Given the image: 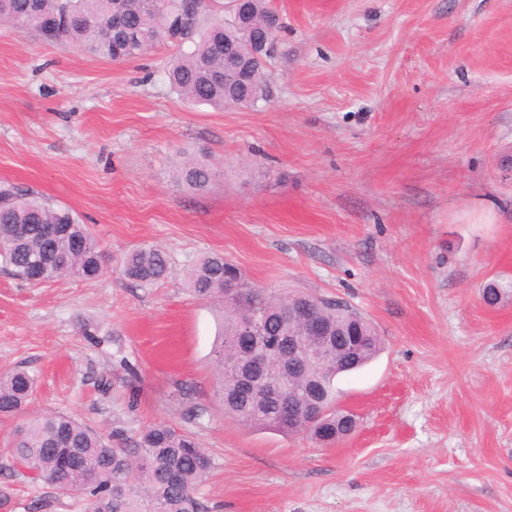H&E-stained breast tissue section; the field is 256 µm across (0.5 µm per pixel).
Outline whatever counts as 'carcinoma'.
I'll return each mask as SVG.
<instances>
[{"label": "carcinoma", "mask_w": 512, "mask_h": 512, "mask_svg": "<svg viewBox=\"0 0 512 512\" xmlns=\"http://www.w3.org/2000/svg\"><path fill=\"white\" fill-rule=\"evenodd\" d=\"M214 0H0V20L18 31L44 36L54 32L55 43L80 46L110 61L140 56L164 35L178 46L188 45L172 63L173 89L191 102L222 110L249 108L265 97V64L255 65L254 84L224 88V46L242 47L252 40H275L282 28L269 0H252L251 23L237 19H210ZM216 171L187 159L177 168V181L203 192ZM49 224H63L67 233L56 244L47 238ZM11 245L7 264L19 274L49 253L56 261L49 269L53 281L62 278L93 280L105 270L104 251L87 225L71 209L55 206L35 193L7 186L0 188V243ZM123 276L140 284H154L168 272L164 251L149 247L129 251L120 262ZM189 287L204 301L222 305V331L213 351L218 396L225 416L250 428L285 434L307 433L326 444L347 432L336 417L335 378L370 362L382 343L372 323L341 298L319 303L322 322L339 337L341 351L331 350L323 365H311L298 375L279 371L282 351L274 350L269 363L286 399L253 401L242 395L240 371L245 366L251 339L243 335L239 311L267 317L268 335H299L302 327L288 322L279 310L312 299L309 294L275 297L260 291L240 274L238 266L211 253L199 258L187 272ZM239 277L237 294L226 293L228 279ZM322 382L329 413L319 426L308 428L302 411L309 405L306 389ZM36 378L25 368L0 374V416L24 413L35 390ZM23 435L12 433L7 449L14 464L35 470L63 495L78 491L88 500L87 512H198L195 493L210 466L206 449L190 432L165 422L144 425L133 448H117L105 436L66 414H47L25 420ZM78 448L75 463L68 449Z\"/></svg>", "instance_id": "cac0c4a2"}]
</instances>
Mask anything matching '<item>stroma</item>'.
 Instances as JSON below:
<instances>
[{
	"instance_id": "35a3bbf8",
	"label": "stroma",
	"mask_w": 512,
	"mask_h": 512,
	"mask_svg": "<svg viewBox=\"0 0 512 512\" xmlns=\"http://www.w3.org/2000/svg\"><path fill=\"white\" fill-rule=\"evenodd\" d=\"M267 98L182 99L168 41L124 62L0 24V186L75 211L108 256L33 286L0 261V371L29 414L135 436L162 421L211 459L203 512H512V0H271ZM220 170L194 192L183 153ZM157 246L169 273L119 271ZM219 253L271 294L340 297L382 351L337 377L356 431L321 446L244 427L214 390L213 305L188 288ZM0 452V512H85ZM123 276L140 284H154L168 272V259L164 251L149 247L129 251L120 262ZM36 378L25 368L0 374V416L17 417L24 413L35 390Z\"/></svg>"
}]
</instances>
